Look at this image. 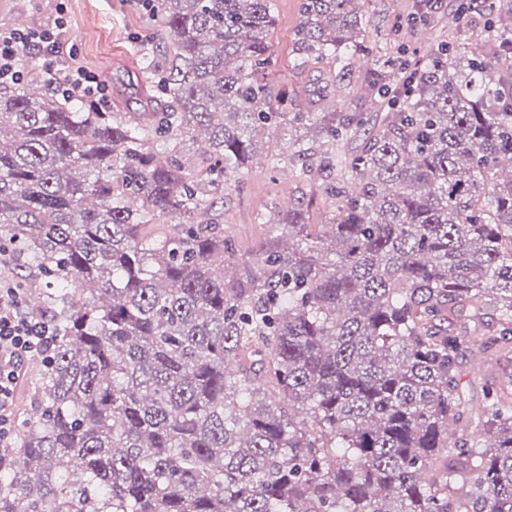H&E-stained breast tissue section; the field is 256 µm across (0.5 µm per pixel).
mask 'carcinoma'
<instances>
[{
    "mask_svg": "<svg viewBox=\"0 0 512 512\" xmlns=\"http://www.w3.org/2000/svg\"><path fill=\"white\" fill-rule=\"evenodd\" d=\"M131 2L164 39L140 111L0 85V249L55 284L30 309L56 336L0 512H512V385L475 420L457 371L472 332L512 355V0L408 56L369 0H298L304 105L267 82L276 0ZM360 55L358 100L397 106L347 156ZM277 130L340 172L332 214H258L242 260L209 212Z\"/></svg>",
    "mask_w": 512,
    "mask_h": 512,
    "instance_id": "obj_1",
    "label": "carcinoma"
}]
</instances>
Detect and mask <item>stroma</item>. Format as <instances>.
<instances>
[{"label": "stroma", "mask_w": 512, "mask_h": 512, "mask_svg": "<svg viewBox=\"0 0 512 512\" xmlns=\"http://www.w3.org/2000/svg\"><path fill=\"white\" fill-rule=\"evenodd\" d=\"M412 3L413 0H371L370 31L408 51L422 53L435 40L432 31L417 26L397 32L390 24L393 16L407 13ZM276 14L272 44L278 65L268 81L277 88L290 77L297 0H278ZM60 16L66 20L60 34L64 51L74 53L87 69L100 75L108 87L109 103L135 107L138 50L143 46L161 47L159 33L127 0H0V30L50 28ZM289 152V140L284 134L264 136L256 164L239 173L236 188L226 191L223 206L216 209V218L223 222L225 236L234 241L238 257H253L258 241L267 233L266 225L255 221L257 212L282 206L284 199H299L308 205L312 223L328 221L330 207L321 196L317 181H301L289 167L269 171L272 157ZM480 347L479 337H469L458 369L463 390L475 406L482 403L484 386L501 379L506 372L505 367L481 362Z\"/></svg>", "instance_id": "1"}]
</instances>
